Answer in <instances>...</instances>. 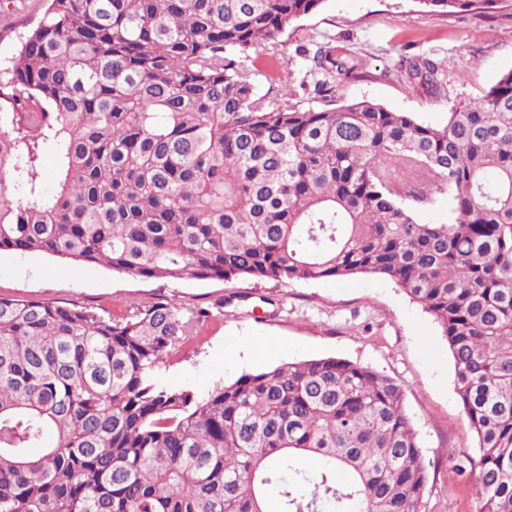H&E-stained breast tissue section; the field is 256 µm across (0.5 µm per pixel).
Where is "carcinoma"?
Returning <instances> with one entry per match:
<instances>
[{
    "mask_svg": "<svg viewBox=\"0 0 512 512\" xmlns=\"http://www.w3.org/2000/svg\"><path fill=\"white\" fill-rule=\"evenodd\" d=\"M47 2L0 68V251L150 280L394 282L453 359L478 512H512V69L444 125L368 100L273 106L241 55L278 53L323 0ZM315 70L356 65L321 51ZM399 182L447 185L449 222H421ZM222 315L0 296V512H267L272 492L280 512H420L402 390L368 366L286 362L201 398L163 384L165 358Z\"/></svg>",
    "mask_w": 512,
    "mask_h": 512,
    "instance_id": "cac0c4a2",
    "label": "carcinoma"
}]
</instances>
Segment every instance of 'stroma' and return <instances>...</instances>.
Listing matches in <instances>:
<instances>
[{
    "label": "stroma",
    "mask_w": 512,
    "mask_h": 512,
    "mask_svg": "<svg viewBox=\"0 0 512 512\" xmlns=\"http://www.w3.org/2000/svg\"><path fill=\"white\" fill-rule=\"evenodd\" d=\"M44 0H0V65L18 36L37 24ZM278 55L251 50L243 64L259 94L303 109L369 100L426 123L443 122L456 105L481 98L512 69V0L469 12L429 8L420 0H323L293 23ZM355 56V75L331 77L333 94L303 89L317 45ZM431 58L444 70L437 86L409 78L408 62ZM0 296L103 306L119 315L123 299L158 296L175 303L223 302L197 342L163 364L160 379L204 393L220 380L288 361L336 357L371 367L403 391L427 462L423 512H475L476 440L455 393V370L439 327L392 281L366 276L285 281L148 280L105 266L76 265L42 253L0 252Z\"/></svg>",
    "instance_id": "35a3bbf8"
}]
</instances>
